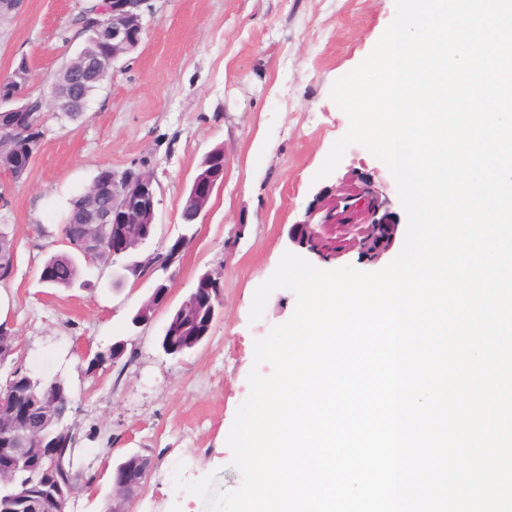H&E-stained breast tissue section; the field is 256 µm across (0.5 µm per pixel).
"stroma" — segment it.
Returning a JSON list of instances; mask_svg holds the SVG:
<instances>
[{"label": "stroma", "mask_w": 512, "mask_h": 512, "mask_svg": "<svg viewBox=\"0 0 512 512\" xmlns=\"http://www.w3.org/2000/svg\"><path fill=\"white\" fill-rule=\"evenodd\" d=\"M89 0H21L0 14V75L27 60V96L47 94L60 67L84 44L81 13ZM396 14L395 0H152L136 51L117 62L83 114L44 109L43 140L26 176L0 175V224L11 225L16 265L0 288L9 307L0 320L16 351L0 363V385L13 372L69 385L80 431L74 459L89 479L69 512H103L113 467L132 455L151 468L128 512H207L199 497L177 491L173 470L193 481L215 474L232 490L241 477L226 443L250 388L254 344L287 321L290 290H275L258 322L256 289L290 251L288 230L303 221L326 186L352 188L371 176L407 216L395 180L365 146H349L326 177L317 172L349 127L330 97L333 84L373 50ZM223 148L224 183L198 223L181 211L202 158ZM153 171L158 183L152 237L114 261L81 263L79 283L51 288L39 275L64 251L61 229L72 200L101 169ZM188 242L174 279L163 271L135 277L126 265ZM221 273L218 316L208 338L179 357L160 336L199 275ZM169 297L151 321L131 318L156 286ZM123 340L133 359L87 372L84 348Z\"/></svg>", "instance_id": "stroma-1"}]
</instances>
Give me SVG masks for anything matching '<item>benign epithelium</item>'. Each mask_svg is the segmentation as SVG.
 I'll return each instance as SVG.
<instances>
[{
	"label": "benign epithelium",
	"mask_w": 512,
	"mask_h": 512,
	"mask_svg": "<svg viewBox=\"0 0 512 512\" xmlns=\"http://www.w3.org/2000/svg\"><path fill=\"white\" fill-rule=\"evenodd\" d=\"M149 0H104L96 9L98 19L92 22L89 44L80 49L76 57L67 64L65 80L56 82L51 89L55 99L83 98L81 92L89 83H99L110 74L111 64L123 56L134 52L141 44L143 6ZM29 66L18 64L7 76L0 77V112H27L29 100L21 93L27 80ZM224 177L205 170L195 179V190L199 200L208 203L213 191L218 187L217 179ZM362 186L353 195L336 194V189L320 191L306 212V219L292 225L288 233L289 242L323 261L345 252L355 251L358 261L368 265L379 263L395 246L399 236V225L389 211L390 201L375 187L369 177L361 178ZM111 197V205L95 204L85 211L88 224H144L146 232L143 240L152 234L157 191L154 179L148 174L112 175L107 184H91L89 194L99 200L102 193ZM332 200L350 211L363 205L365 220L360 224L345 225V244L328 243L323 229L329 224L331 211L326 209V201ZM324 213L323 220L313 222V218ZM11 420L21 425L30 414L27 402L18 397L5 400ZM56 451L49 448H0V472L16 473L20 470L33 476H49L56 468ZM73 490L69 486H59L43 495L35 496L27 502L28 512H66Z\"/></svg>",
	"instance_id": "benign-epithelium-1"
}]
</instances>
